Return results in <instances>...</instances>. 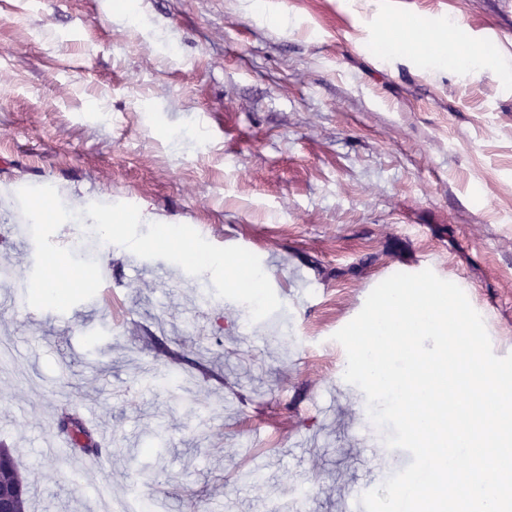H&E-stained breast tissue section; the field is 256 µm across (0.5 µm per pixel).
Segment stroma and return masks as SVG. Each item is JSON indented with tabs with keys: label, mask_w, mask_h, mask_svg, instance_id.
Listing matches in <instances>:
<instances>
[{
	"label": "stroma",
	"mask_w": 512,
	"mask_h": 512,
	"mask_svg": "<svg viewBox=\"0 0 512 512\" xmlns=\"http://www.w3.org/2000/svg\"><path fill=\"white\" fill-rule=\"evenodd\" d=\"M512 59V0H0V444L29 512H356L412 460L373 443L333 335L381 281L432 270L512 353V74L426 65L410 25ZM136 205L257 255L281 302L251 321L162 259L109 244L108 292L21 307L25 186ZM176 363L179 391L163 383ZM96 406L112 467L46 454Z\"/></svg>",
	"instance_id": "obj_1"
}]
</instances>
